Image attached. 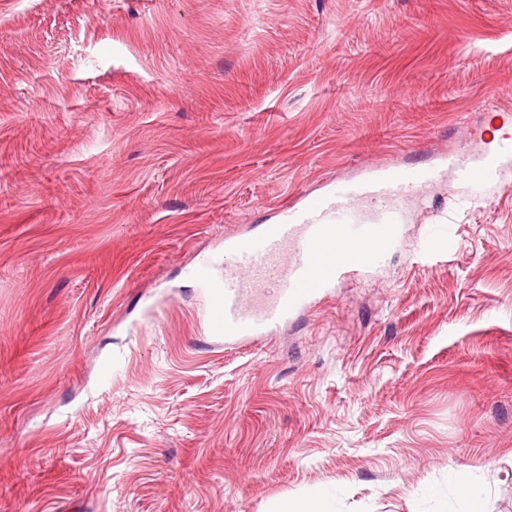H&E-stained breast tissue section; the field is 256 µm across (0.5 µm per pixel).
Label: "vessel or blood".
I'll use <instances>...</instances> for the list:
<instances>
[{"mask_svg":"<svg viewBox=\"0 0 512 512\" xmlns=\"http://www.w3.org/2000/svg\"><path fill=\"white\" fill-rule=\"evenodd\" d=\"M511 152L512 133L505 131L479 155L460 150L437 166H388L303 197L256 232L225 238L223 258H202L192 271L214 297L210 333L232 350L268 338L337 281L381 266L399 243L401 202L441 171L463 185L456 208L465 211L499 183Z\"/></svg>","mask_w":512,"mask_h":512,"instance_id":"vessel-or-blood-1","label":"vessel or blood"}]
</instances>
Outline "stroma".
Listing matches in <instances>:
<instances>
[{
    "label": "stroma",
    "mask_w": 512,
    "mask_h": 512,
    "mask_svg": "<svg viewBox=\"0 0 512 512\" xmlns=\"http://www.w3.org/2000/svg\"><path fill=\"white\" fill-rule=\"evenodd\" d=\"M486 112L512 0H0V512H512V159L251 349L188 276ZM274 512H334V510L328 498L313 496L298 502L286 501Z\"/></svg>",
    "instance_id": "stroma-1"
}]
</instances>
